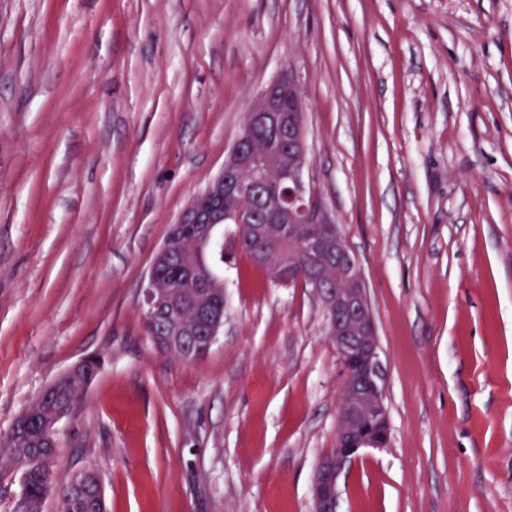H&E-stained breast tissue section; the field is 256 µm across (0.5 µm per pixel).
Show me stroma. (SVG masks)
Returning <instances> with one entry per match:
<instances>
[{"instance_id":"1","label":"stroma","mask_w":512,"mask_h":512,"mask_svg":"<svg viewBox=\"0 0 512 512\" xmlns=\"http://www.w3.org/2000/svg\"><path fill=\"white\" fill-rule=\"evenodd\" d=\"M288 74L387 367L391 442L338 512H512V0H0V435L97 356L56 488L90 466L106 512H312L344 381L313 290L225 251L195 362L141 306Z\"/></svg>"}]
</instances>
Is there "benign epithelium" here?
<instances>
[{"mask_svg":"<svg viewBox=\"0 0 512 512\" xmlns=\"http://www.w3.org/2000/svg\"><path fill=\"white\" fill-rule=\"evenodd\" d=\"M303 96L291 76L269 84L253 102L246 132L234 143L224 167L208 188L194 197L170 231L181 236L186 254L198 261L183 267L191 290L178 294L173 283L152 271L141 288L146 328L158 349L199 357L220 335L224 317L216 315L213 289L219 285L204 263L217 244L220 225L251 224L250 242L259 259L287 270L288 281L313 289L327 320V336L344 371L339 396L335 448L318 463L312 481L313 512H337L338 480L366 449L390 442L385 404L386 367L361 268L346 246L320 197L306 185L305 122L299 118ZM288 128V147L270 162L255 149L257 131L280 134ZM261 176L275 206L245 212L240 202L253 195ZM71 411L65 406L44 418L49 447L59 444L57 424Z\"/></svg>","mask_w":512,"mask_h":512,"instance_id":"1","label":"benign epithelium"}]
</instances>
